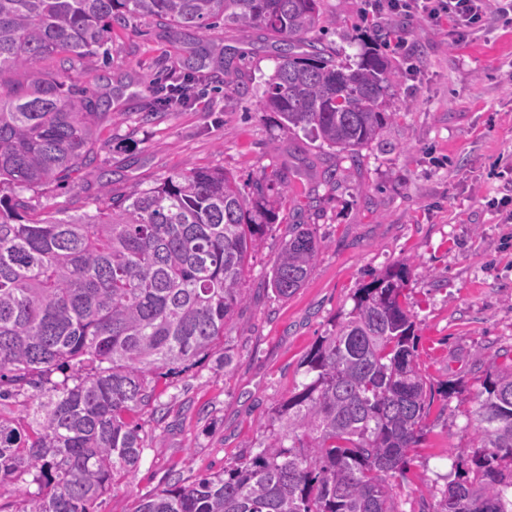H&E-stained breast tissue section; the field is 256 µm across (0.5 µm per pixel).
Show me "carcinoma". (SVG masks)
Segmentation results:
<instances>
[{"label": "carcinoma", "instance_id": "obj_1", "mask_svg": "<svg viewBox=\"0 0 512 512\" xmlns=\"http://www.w3.org/2000/svg\"><path fill=\"white\" fill-rule=\"evenodd\" d=\"M132 17L199 34L178 61L190 79L214 69L206 32L264 28L277 63L260 108L355 162L395 116L400 64L376 52L337 62L308 37L330 34L321 0H0V189L14 191L0 196V402L33 390L28 427L0 413V484L20 492L0 512H96L137 469L134 416L164 419L159 383L224 344L274 196L288 192L277 173L245 192L222 169L192 166L92 212L30 215L21 192L93 166L112 91L69 75ZM46 57L57 61L46 78H5ZM320 249L310 225H288L267 281L275 297L305 284ZM409 276L404 263L371 274L302 360L311 381L260 423L256 451L135 512H402L388 478L404 475L431 406L402 301ZM469 424L483 452L472 479L446 482L438 512H512V474L498 468L512 459V366L486 372Z\"/></svg>", "mask_w": 512, "mask_h": 512}]
</instances>
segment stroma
Instances as JSON below:
<instances>
[{
    "instance_id": "stroma-1",
    "label": "stroma",
    "mask_w": 512,
    "mask_h": 512,
    "mask_svg": "<svg viewBox=\"0 0 512 512\" xmlns=\"http://www.w3.org/2000/svg\"><path fill=\"white\" fill-rule=\"evenodd\" d=\"M373 0H323L332 19L330 50L358 61L365 48L408 59L412 73L392 88L396 114L353 166L346 155L284 132L260 111L276 65L258 26L209 36L229 62L208 98L143 121L149 82L177 63L188 37L155 22L114 28L112 63L84 59L73 83L133 80L97 121L95 166L122 198L188 166L221 168L247 183L284 173L293 190L260 238L244 279L245 301L227 342L229 369L214 359L171 379L164 421L142 416L145 450L130 482L114 485L98 512H135L140 498L178 479L220 471L260 437L258 423L304 380L300 362L316 339L344 320L372 270L408 264L405 305L414 316L418 362L434 400L419 444L397 477L403 512H435L456 451L474 445L468 412L488 369L512 366V20L460 36L452 23L377 16ZM334 169L336 190L322 183ZM319 214L308 210L310 190ZM101 195L79 174L62 187L23 192L31 213L82 212ZM302 219L322 240L313 270L288 299L264 284L288 226Z\"/></svg>"
}]
</instances>
